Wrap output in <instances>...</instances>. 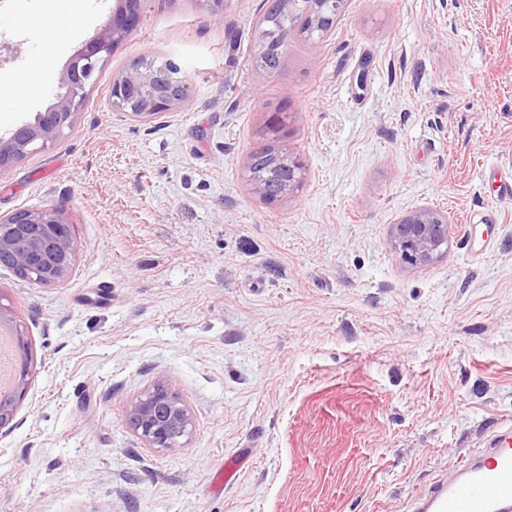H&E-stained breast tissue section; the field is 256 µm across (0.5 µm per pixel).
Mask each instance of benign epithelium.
<instances>
[{
	"label": "benign epithelium",
	"mask_w": 512,
	"mask_h": 512,
	"mask_svg": "<svg viewBox=\"0 0 512 512\" xmlns=\"http://www.w3.org/2000/svg\"><path fill=\"white\" fill-rule=\"evenodd\" d=\"M141 0H113L112 14L102 31L90 37L68 65L61 80L64 92L56 95L33 121L0 134V174L14 162L47 147L72 129L75 116L84 108L87 86L97 68L110 56L115 44L127 39L140 22ZM288 31L309 40L331 35L347 0H273ZM256 62L268 72L282 65L281 44L263 23L255 27ZM181 71L175 60H158L153 55L137 58L112 83V106L134 119L186 104L190 89L186 80L172 81ZM257 152L270 157L264 168L247 161L249 189L266 201L287 198L297 192L305 177V162L285 144L288 130L283 113L273 112L258 130ZM453 225L447 213L422 206L406 212L390 225V241L401 258L412 266H428L448 252ZM0 262L20 278L51 286L69 275L74 248L69 222L56 205L23 209L0 216ZM28 368H22L10 397L0 399V429L13 417L26 390ZM129 426L149 446L171 448L192 427V417L178 394L163 382L155 384L128 410Z\"/></svg>",
	"instance_id": "obj_1"
}]
</instances>
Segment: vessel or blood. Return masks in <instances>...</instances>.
<instances>
[{"instance_id":"1","label":"vessel or blood","mask_w":512,"mask_h":512,"mask_svg":"<svg viewBox=\"0 0 512 512\" xmlns=\"http://www.w3.org/2000/svg\"><path fill=\"white\" fill-rule=\"evenodd\" d=\"M409 512H512V425L415 495Z\"/></svg>"}]
</instances>
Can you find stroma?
<instances>
[{
    "label": "stroma",
    "instance_id": "obj_1",
    "mask_svg": "<svg viewBox=\"0 0 512 512\" xmlns=\"http://www.w3.org/2000/svg\"><path fill=\"white\" fill-rule=\"evenodd\" d=\"M262 0L223 18L141 0V24L71 131L0 175V214L60 206L76 250L54 286L0 266L28 385L0 429V512H407L512 424V0H348L323 41L254 63ZM112 0H0V75L42 64L0 133L59 91ZM80 22L70 25L72 13ZM171 57L176 110L133 119L113 80ZM288 115L302 188L245 181L257 130ZM420 206L455 233L415 268L389 229ZM496 209L498 224L470 217ZM166 382L193 420L152 448L129 405ZM231 485L215 471L238 449Z\"/></svg>",
    "mask_w": 512,
    "mask_h": 512
}]
</instances>
